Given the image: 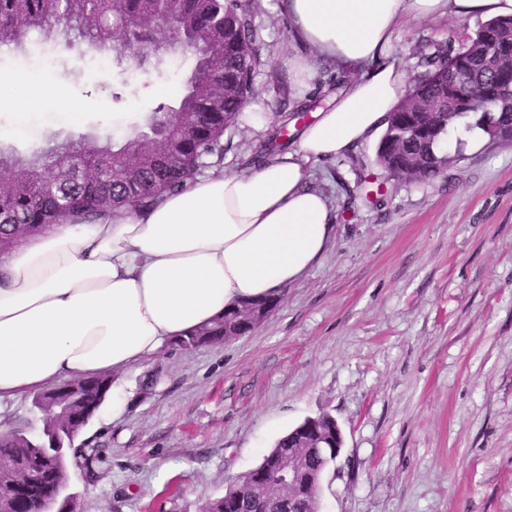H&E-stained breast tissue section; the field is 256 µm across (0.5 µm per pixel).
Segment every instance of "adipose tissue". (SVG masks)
<instances>
[{
    "mask_svg": "<svg viewBox=\"0 0 512 512\" xmlns=\"http://www.w3.org/2000/svg\"><path fill=\"white\" fill-rule=\"evenodd\" d=\"M306 50L352 79L293 150L248 174L208 172L154 206L55 224L0 255V400L132 369L239 304L272 297L322 255L328 198L310 166L381 135L406 93L404 17L491 20L512 0H278Z\"/></svg>",
    "mask_w": 512,
    "mask_h": 512,
    "instance_id": "1",
    "label": "adipose tissue"
}]
</instances>
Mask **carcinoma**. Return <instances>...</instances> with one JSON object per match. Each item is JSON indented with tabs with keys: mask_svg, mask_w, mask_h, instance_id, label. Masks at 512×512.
<instances>
[{
	"mask_svg": "<svg viewBox=\"0 0 512 512\" xmlns=\"http://www.w3.org/2000/svg\"><path fill=\"white\" fill-rule=\"evenodd\" d=\"M147 28L150 36L138 55L178 58L192 52L193 66L175 107L160 104L119 140L86 133L77 141L50 137L35 151L17 156L0 147V253L52 224L95 223L123 211L150 207L164 194L183 189L196 174L220 164L224 133L239 124L253 90L259 63L256 30L243 0H0V50L24 53L53 41L78 38L98 55L130 61L128 26ZM512 18L479 24L474 36L453 49L436 43L420 56L422 71L393 112L399 126H387L376 150V162L400 170L405 181L422 183L441 176L448 155L440 147L448 130L473 117L492 143H509L498 128L512 125V108L502 103L512 88ZM498 55L490 67L482 50ZM455 56L468 65L448 68ZM297 110L280 113L254 149L250 163L268 162L292 146L289 122ZM232 309L211 324L191 331L179 348H198L242 331ZM72 406L99 409L111 388L109 376L74 382ZM288 433L263 462L245 474L232 495L205 502L206 512H286L283 502L295 498L292 512H308L312 492L298 496L265 477L280 461ZM47 443L37 433H0V490L15 479L20 459L36 455ZM336 461L331 452H306L292 460L309 476L325 474ZM67 481L66 452L57 455L53 473L42 476L30 497L44 498Z\"/></svg>",
	"mask_w": 512,
	"mask_h": 512,
	"instance_id": "obj_1",
	"label": "carcinoma"
}]
</instances>
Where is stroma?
<instances>
[{
	"mask_svg": "<svg viewBox=\"0 0 512 512\" xmlns=\"http://www.w3.org/2000/svg\"><path fill=\"white\" fill-rule=\"evenodd\" d=\"M277 0H248L261 63L246 116L224 134L221 173L247 171L281 107L273 77L305 56ZM477 20L404 18L395 58L413 71L425 42L459 45ZM83 43L48 60L0 54L31 100L23 136L0 103V146L24 154L86 132L119 134L176 105L191 59L144 69L89 65ZM45 75L58 94L44 93ZM376 143L313 164L334 231L317 264L282 288L250 334L171 346L128 372L129 401H104L79 433L67 490L81 512H199L305 419L327 414L343 445L321 483L322 512H512V144L453 151L427 183L386 182ZM385 182L379 201L370 181ZM29 396L0 400V432L42 428Z\"/></svg>",
	"mask_w": 512,
	"mask_h": 512,
	"instance_id": "35a3bbf8",
	"label": "stroma"
}]
</instances>
